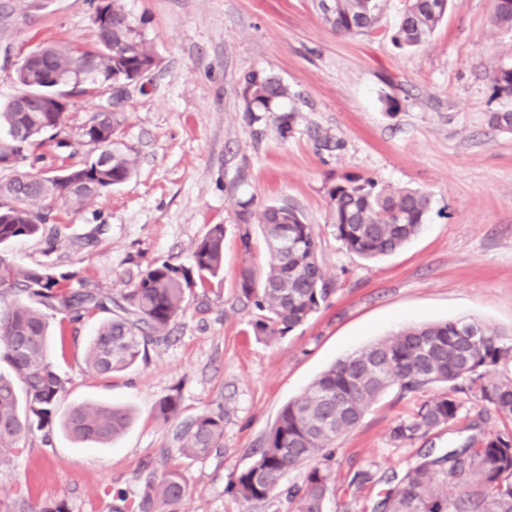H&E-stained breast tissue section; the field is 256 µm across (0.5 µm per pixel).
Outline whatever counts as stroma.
Masks as SVG:
<instances>
[{
    "mask_svg": "<svg viewBox=\"0 0 512 512\" xmlns=\"http://www.w3.org/2000/svg\"><path fill=\"white\" fill-rule=\"evenodd\" d=\"M96 0H0V101L20 87L16 69L42 43L89 48ZM406 0H383L374 31L341 35L318 0H124L147 18L144 36L159 66L145 90H132L122 140L135 173L108 197L74 212L54 206L50 221L68 230L55 246L27 237L0 248L16 269L40 263L73 272L69 286L114 297L158 262L188 267L194 243L225 227L224 271L195 288L170 341L133 367L98 376L85 348L100 318L49 319L52 359L66 381L64 405L126 408L130 425L104 445L74 441L60 426L32 430L0 464V512L62 501L69 512H126L150 474L175 467L187 494L180 512H292L284 494L246 502L231 482L252 460L279 411L332 363L410 325L467 319L512 334V130L492 114L512 112L491 72L512 65V28L493 21L494 0H449L426 43L391 40ZM287 85L273 111L251 112L248 73ZM109 92L86 85L66 120L69 147L44 143L34 169L53 174L91 155L79 133ZM394 108H387V100ZM291 130L280 137L279 124ZM371 178L429 194L420 233L394 254L365 260L337 241L329 189L345 177ZM296 207L312 224L332 293L313 317L284 337L252 331V308L239 299L243 262L265 267L258 224L251 253L239 239L242 202ZM444 383L404 396L389 389L336 443L333 493L325 512H373L402 473L427 450L465 445L475 429L512 430L472 393H458L452 428L404 447L391 426L422 401L449 393ZM168 394L180 418L223 413L220 451L179 456L173 422L155 414ZM372 469L356 486L354 472Z\"/></svg>",
    "mask_w": 512,
    "mask_h": 512,
    "instance_id": "35a3bbf8",
    "label": "stroma"
}]
</instances>
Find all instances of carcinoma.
<instances>
[{"label": "carcinoma", "instance_id": "cac0c4a2", "mask_svg": "<svg viewBox=\"0 0 512 512\" xmlns=\"http://www.w3.org/2000/svg\"><path fill=\"white\" fill-rule=\"evenodd\" d=\"M381 0H333L323 19L338 33H366L378 20ZM448 0H407L403 17L392 34L401 49L419 47L443 19ZM97 43L71 50L45 44L35 48L36 66L44 75L63 79L70 94L84 83L111 88L109 76L150 74L157 56L147 44L146 20H134L121 0H107L96 10ZM494 19L512 27V0H494ZM495 90L512 96V67L494 70ZM246 100L260 112L288 96V87L263 74L245 78ZM19 109L18 96L0 103V246L20 237L41 236L50 244L62 236V225L48 223L41 205L59 202L78 212L130 179L133 160L119 148L123 110L98 112L82 128L81 138L95 154L62 174L31 173L20 164L45 139L63 146L58 136L65 124L61 112ZM336 239L364 259L392 254L421 230L430 199L412 188H392L374 180L348 177L329 190ZM258 216L269 254L265 268L244 263L237 278L244 304L255 309L256 335L268 339L307 322L330 295L317 253L313 227L288 204L264 207L255 214L242 205L240 220ZM224 270V225H212L192 249V265L157 262L139 272L131 290L119 299L93 290H74L65 282L74 276L51 264L19 271L0 255V364L13 376L0 374V464L7 462L33 427L52 425L57 413L68 433L82 442L107 443L129 425L118 407L76 404L60 411L65 381L49 360L47 313L77 323L92 314H106L86 348L88 368L110 375L132 367L148 346L168 339L169 327L185 314L192 289L217 278ZM479 335L468 337L471 328ZM512 361V345L495 330L478 323L450 321L403 328L369 347L353 352L325 370L305 392L280 411L261 440L250 465L232 488L249 502L264 500L282 489L287 471L310 462L302 483L286 494L295 512H323L332 488L335 443L353 430L391 387L401 395L415 394L437 383L451 393L423 401L415 413L397 421L389 438L407 444L452 426L461 403L456 392L475 393L501 419L512 422V377H493ZM175 394L159 399L156 413L164 420L179 415ZM224 415L202 413L178 423L173 440L179 454L204 459L221 448ZM464 487L448 496V482ZM480 489H467L470 483ZM186 493L180 470H165L143 483L135 512H178ZM375 512H512V431L481 433L460 449L436 455L427 452L409 466L375 508Z\"/></svg>", "mask_w": 512, "mask_h": 512}]
</instances>
